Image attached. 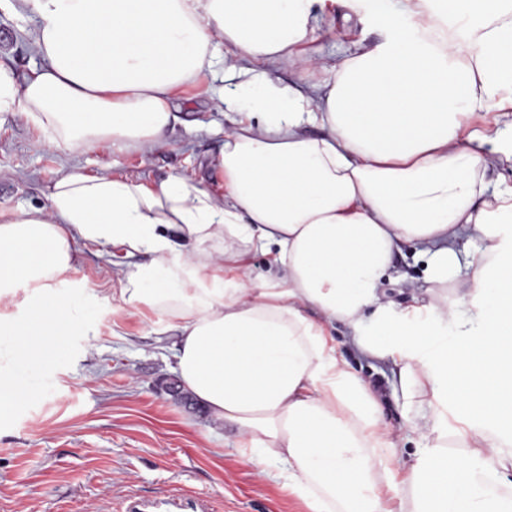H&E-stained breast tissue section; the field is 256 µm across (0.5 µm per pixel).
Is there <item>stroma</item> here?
<instances>
[{
	"mask_svg": "<svg viewBox=\"0 0 512 512\" xmlns=\"http://www.w3.org/2000/svg\"><path fill=\"white\" fill-rule=\"evenodd\" d=\"M34 28L23 11L0 6V65L21 80L43 64ZM381 39L369 19L352 18L349 29L322 38V60L333 64L354 43L370 48ZM235 96L236 82L223 66L204 71L176 91L182 121L166 142L125 151L52 150L25 116H0V210L45 206L47 186L74 165L149 185L192 176L218 189L212 159L223 139L213 130L232 128L238 114L228 104ZM76 257V272L53 287L89 309L93 321L73 331L66 357L34 367L38 395L0 418V512H122L127 493L153 496L172 486L216 497L222 512H308L272 472L239 462L232 430L215 427L202 406L182 404L165 391L175 378L168 352L173 339L162 333L167 312L131 307L115 292L120 278L148 256L80 243ZM425 268V257L405 247L384 291L406 305L424 287ZM348 334L341 324L333 332L338 355L376 387L400 447L414 453L420 439L392 395L393 365L358 353Z\"/></svg>",
	"mask_w": 512,
	"mask_h": 512,
	"instance_id": "1",
	"label": "stroma"
}]
</instances>
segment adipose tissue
<instances>
[{
  "label": "adipose tissue",
  "instance_id": "1",
  "mask_svg": "<svg viewBox=\"0 0 512 512\" xmlns=\"http://www.w3.org/2000/svg\"><path fill=\"white\" fill-rule=\"evenodd\" d=\"M383 39L343 58L309 96L272 76L320 66L336 2ZM43 66L0 67V115L73 151L161 143L175 91L223 59L238 118L214 161L223 194L72 169L46 206L0 212V293L41 283L0 324L18 373L0 416L36 393L25 370L66 356L83 315L53 290L85 241L148 254L120 290L168 310L173 371L241 464L273 467L310 512H512V0H17ZM496 111L494 127L469 119ZM321 136L309 137L305 127ZM427 257L424 296L380 293L394 256ZM275 274L255 283L250 252ZM345 324L397 369L396 402L422 448L404 459L383 408L336 352ZM469 449L448 450V412Z\"/></svg>",
  "mask_w": 512,
  "mask_h": 512
}]
</instances>
